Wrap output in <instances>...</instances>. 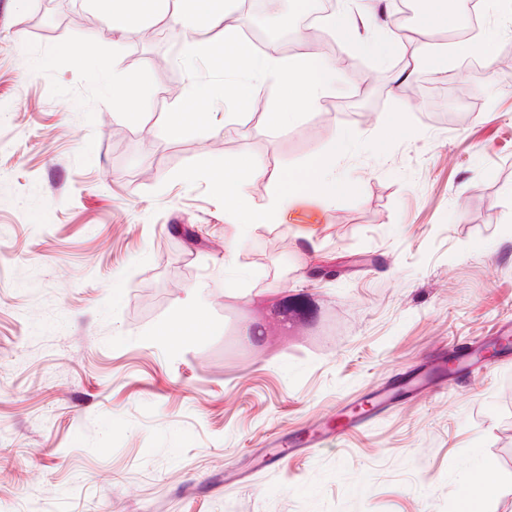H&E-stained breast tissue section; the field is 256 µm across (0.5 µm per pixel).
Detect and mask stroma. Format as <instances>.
<instances>
[{
    "label": "stroma",
    "mask_w": 512,
    "mask_h": 512,
    "mask_svg": "<svg viewBox=\"0 0 512 512\" xmlns=\"http://www.w3.org/2000/svg\"><path fill=\"white\" fill-rule=\"evenodd\" d=\"M43 3L0 0V512H460L482 459L499 489L482 512H512V349L264 463L275 436L512 324V37L490 18L458 39L412 17L381 61L329 30L339 82L308 116L267 130V87L242 117L219 102L212 130L171 138L192 85L181 41L143 39L171 16L83 41L69 19L87 0H56L47 25ZM299 15L295 0L259 14L287 29L288 57L305 53ZM424 42L448 63L425 94L401 91ZM116 67L142 93L135 116L96 79ZM346 132L334 201L301 193L282 224L225 212V166L264 169L247 187L260 210L272 176ZM288 298L306 319L284 320ZM185 308L205 335L176 322Z\"/></svg>",
    "instance_id": "1"
}]
</instances>
